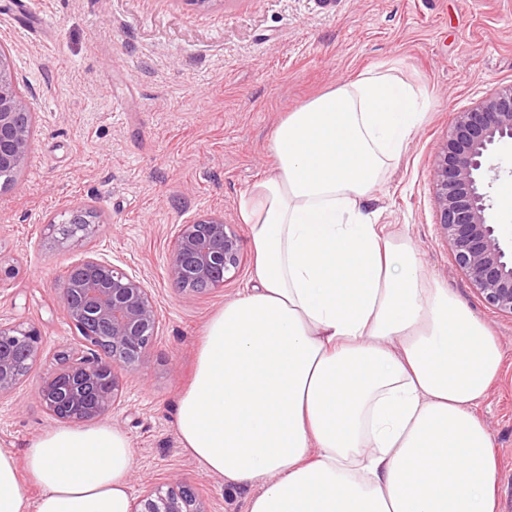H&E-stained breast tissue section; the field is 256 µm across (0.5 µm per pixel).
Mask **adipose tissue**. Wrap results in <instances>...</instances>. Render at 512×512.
<instances>
[{
	"mask_svg": "<svg viewBox=\"0 0 512 512\" xmlns=\"http://www.w3.org/2000/svg\"><path fill=\"white\" fill-rule=\"evenodd\" d=\"M425 116L370 70L289 112L274 173L243 192L253 285L208 323L176 433L245 512H497L475 409L500 372L489 329L421 272L362 204ZM135 456L115 426L43 432L30 500L0 448V512H131Z\"/></svg>",
	"mask_w": 512,
	"mask_h": 512,
	"instance_id": "ef3b65f1",
	"label": "adipose tissue"
}]
</instances>
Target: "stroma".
Returning a JSON list of instances; mask_svg holds the SVG:
<instances>
[{
    "mask_svg": "<svg viewBox=\"0 0 512 512\" xmlns=\"http://www.w3.org/2000/svg\"><path fill=\"white\" fill-rule=\"evenodd\" d=\"M47 31L19 29L0 7L34 105L28 165L0 187V321L37 326L42 351L0 396V448L24 463L57 427L36 399L42 377L79 332L54 289L71 263L104 258L140 276L160 316L139 367L119 373L105 420L135 451L131 494L183 485L204 512H244L247 491L204 475L180 447L175 405L189 386L205 327L251 284L253 253L238 198L272 175L273 130L339 81L375 69L413 85L427 115L369 204L377 223L412 239L424 273L498 336L504 361L476 408L496 457L498 512H512V316L489 307L459 268L434 204L431 168L462 111L512 84V0H35ZM120 99L124 111L112 109ZM93 210L87 237L53 227ZM223 217L242 263L223 287L180 289L167 275L177 225Z\"/></svg>",
    "mask_w": 512,
    "mask_h": 512,
    "instance_id": "obj_1",
    "label": "stroma"
}]
</instances>
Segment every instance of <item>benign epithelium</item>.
I'll return each mask as SVG.
<instances>
[{"mask_svg":"<svg viewBox=\"0 0 512 512\" xmlns=\"http://www.w3.org/2000/svg\"><path fill=\"white\" fill-rule=\"evenodd\" d=\"M32 103L19 89L10 53L0 49V171L18 172L28 162ZM512 143V85L483 97L461 113L438 151L432 179L435 206L455 261L483 301L512 315V249L498 235L484 174L492 158ZM241 266L237 235L224 219L202 216L177 226L168 277L191 289L221 288ZM67 316L83 331L73 356L43 377L39 401L61 421L88 422L115 408L117 369L135 368L156 334L159 315L143 280L111 262L85 257L54 283ZM41 331L34 325L0 322V395L13 392L38 358ZM132 512H202L183 488H156Z\"/></svg>","mask_w":512,"mask_h":512,"instance_id":"1","label":"benign epithelium"}]
</instances>
